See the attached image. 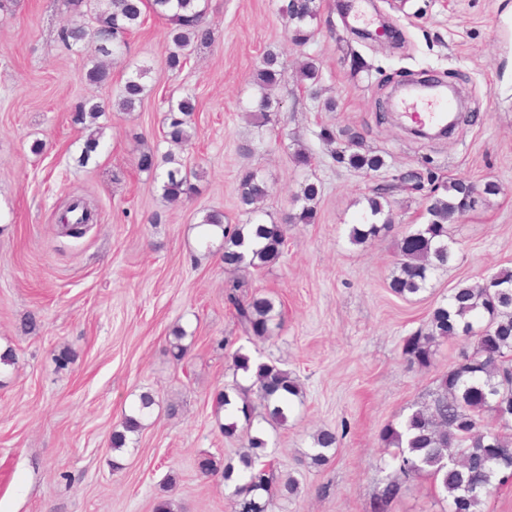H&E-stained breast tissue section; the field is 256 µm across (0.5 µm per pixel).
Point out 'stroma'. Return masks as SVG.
I'll list each match as a JSON object with an SVG mask.
<instances>
[{
	"label": "stroma",
	"instance_id": "35a3bbf8",
	"mask_svg": "<svg viewBox=\"0 0 512 512\" xmlns=\"http://www.w3.org/2000/svg\"><path fill=\"white\" fill-rule=\"evenodd\" d=\"M306 44L286 39L283 0H209L215 42L181 69L165 65L167 23L147 15L129 36L124 57L108 61L106 83L88 84L95 45L68 50L57 31L70 18L67 0H18L0 14V512H234L232 485L203 476L198 462L236 461L246 436L225 437L216 394L249 385L235 370L242 352L255 363L288 370L301 387L286 422L254 416L275 463L274 482L298 489L274 499L270 512H372L390 477L382 432L400 426L423 403L460 351L463 337L439 341L432 367L409 366L406 336L426 328L453 289L512 270V0H317ZM388 22L394 41H365L362 30ZM280 52L284 76L265 126L248 109L254 68ZM365 69L353 71L351 52ZM314 63L321 97L296 81ZM147 68L141 106L112 102L135 67ZM454 82L466 122L439 139L411 135L405 122L381 116L392 77L433 74ZM192 97L193 146L179 160L198 170L187 200L168 201L160 176L142 171L141 153L164 155L168 108ZM101 103L100 147L79 157L90 130L73 123L76 104ZM336 102L324 111V99ZM359 132L385 168L365 173L332 157L322 127ZM41 153H33L35 143ZM314 157L296 166L297 147ZM260 170L269 187L264 209L281 221L303 185L321 188L317 219L288 227L280 258L264 269L225 268L220 242L202 236L206 211L244 224L235 188L242 170ZM436 184H473L475 206L450 226L454 257L426 289L403 297L390 288L397 245L425 223L426 192L397 184L412 169ZM389 182L391 231L351 244L352 224L368 211L374 184ZM496 193H485L487 184ZM81 196L100 212L79 239L55 215ZM273 298L283 326L265 340L246 336L229 295ZM183 329L187 348L174 360L168 341ZM67 367H58L61 351ZM154 398L123 452L110 440L142 393ZM335 432L328 460L311 461L314 437ZM427 476L404 483L389 512H445Z\"/></svg>",
	"mask_w": 512,
	"mask_h": 512
}]
</instances>
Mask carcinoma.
Instances as JSON below:
<instances>
[{
    "label": "carcinoma",
    "mask_w": 512,
    "mask_h": 512,
    "mask_svg": "<svg viewBox=\"0 0 512 512\" xmlns=\"http://www.w3.org/2000/svg\"><path fill=\"white\" fill-rule=\"evenodd\" d=\"M88 2L69 0L72 17L58 31L59 42L68 49L89 38L102 55L119 58L127 51L126 35L140 28L149 13L168 23L167 37L172 48L166 64L171 69L183 67L189 56L215 41V27L208 19L205 0H97L92 28L84 22L83 8ZM280 12L287 24L294 25L295 41L303 42L311 35L306 22L317 17L319 5L316 0H286ZM282 72L280 53L269 50L253 73L258 91L256 111L263 120L268 119L273 104L271 90ZM146 74L147 69L138 67L126 78L116 101L119 111L132 112L141 104ZM194 110L189 96L170 106L166 117L167 143L180 150L191 145ZM102 112L100 103L84 100L75 107L73 122L95 120ZM361 148L360 139H354L340 151V160L352 168L373 172L385 166L381 156ZM138 167L147 172L163 168L162 188L171 201L188 199L195 191L191 179L196 173L184 167L171 151L160 158L143 153ZM464 186L465 181L457 180L446 187L448 195L436 192L427 197V222L402 238L398 274L390 283L395 293H420L432 274L448 265L452 257L448 223L460 213L458 202ZM392 190L393 186L379 183L370 189L368 204L372 215L385 214ZM318 194L316 184H306L296 198L297 211L279 223H268L262 219V203L269 195V187L259 170L248 169L239 175L236 195L240 209L254 217V221L231 228L224 225V213L210 211L203 215L200 224L223 231L225 265L262 268L281 256L288 225L315 223L314 201ZM391 228L387 218L381 224H353L349 239L353 244L363 245ZM495 280L497 288L490 287L486 280L456 288L447 303L433 311L427 332L418 331L403 339L402 353L408 364L429 368L438 340L459 335L475 337L474 344L462 349L455 363L439 378L431 400L409 416L405 431L393 427L385 430L382 440L395 448L392 460L396 475L381 491L374 512H387V507L399 497L403 483L421 474L446 493L448 512H482L485 502L496 494L497 486L506 483V476L512 474V271L498 273ZM229 301L249 335L264 338L280 328L281 313L275 312L272 298L255 294L243 301L231 294ZM300 394L297 380L288 371L260 363L251 385L235 388L233 396L240 402L238 412L249 432L255 405L263 407L264 420L283 423L290 400ZM233 396L227 392L218 394L217 408L229 405ZM153 404L151 395H141L136 412L125 416L122 429L112 433V451L124 450L127 434L141 428V420L150 413ZM336 443L335 434L320 431L315 438L319 452L312 455V463L324 464L325 450L336 447ZM264 448L263 438L249 434L247 450L238 455L237 463L222 464L211 457L199 462L203 475L220 471L224 482L235 483V512H268L274 498H286L296 490L291 477L277 487L272 486V463L262 461Z\"/></svg>",
    "instance_id": "cac0c4a2"
}]
</instances>
